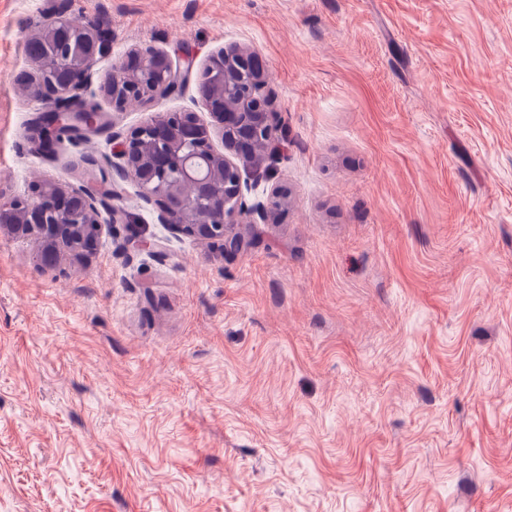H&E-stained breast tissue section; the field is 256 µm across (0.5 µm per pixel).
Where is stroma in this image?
Instances as JSON below:
<instances>
[{"instance_id":"stroma-1","label":"stroma","mask_w":512,"mask_h":512,"mask_svg":"<svg viewBox=\"0 0 512 512\" xmlns=\"http://www.w3.org/2000/svg\"><path fill=\"white\" fill-rule=\"evenodd\" d=\"M59 12L110 23L83 83L115 124L48 154L19 80ZM144 43L178 87L114 112ZM229 46L285 133L243 193L287 196L234 256L112 167L152 113L209 121ZM46 181L133 223L53 269L0 240V512H512V0H0V202Z\"/></svg>"}]
</instances>
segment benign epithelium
I'll return each mask as SVG.
<instances>
[{
	"label": "benign epithelium",
	"instance_id": "obj_1",
	"mask_svg": "<svg viewBox=\"0 0 512 512\" xmlns=\"http://www.w3.org/2000/svg\"><path fill=\"white\" fill-rule=\"evenodd\" d=\"M32 38L43 45V53L33 58L39 74L49 80L36 85L27 79L31 94L45 101V114L58 123L94 127L107 122L108 115L97 108H80L82 83L73 79L65 88L57 87L54 77L63 71L83 73L111 48L110 32L101 21L74 26L63 15L44 18ZM248 52L221 49L212 55L203 74L207 104L213 124L199 122L189 112H157L126 136L116 153V166L140 189L141 198L155 206L157 219L173 230L221 247L225 254H236L253 244L236 230L240 224L278 222L284 196L274 191L270 202L248 203L242 192L243 174L256 178L268 172L273 160L270 147L279 129L278 114L266 92L265 68L239 66ZM248 77L251 93L263 102L254 112H226L224 99L232 83ZM105 93L115 110L132 100L168 94L176 90L175 71L169 55L153 46H139L112 62L103 81ZM221 133L227 150H238L231 159L212 146L213 132ZM195 186L187 195L185 187ZM13 211L12 224H0V237L36 240V258L44 262L49 254L87 259L94 242L108 224H130L131 217L121 208H109L86 188H66L46 181L35 197L0 204V211ZM128 246L138 251L157 252L158 239L145 238L132 231Z\"/></svg>",
	"mask_w": 512,
	"mask_h": 512
}]
</instances>
